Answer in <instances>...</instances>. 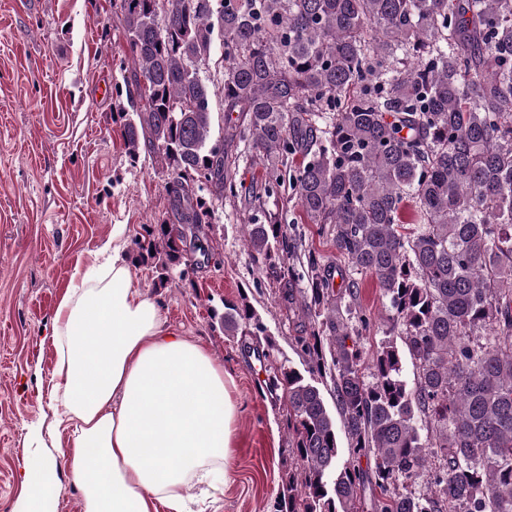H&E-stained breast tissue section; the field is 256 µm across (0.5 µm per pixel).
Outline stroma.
Instances as JSON below:
<instances>
[{
	"instance_id": "35a3bbf8",
	"label": "stroma",
	"mask_w": 512,
	"mask_h": 512,
	"mask_svg": "<svg viewBox=\"0 0 512 512\" xmlns=\"http://www.w3.org/2000/svg\"><path fill=\"white\" fill-rule=\"evenodd\" d=\"M112 0H0V512H16L25 452L53 454V411L44 393L53 373L51 320L76 270L123 225L130 251L143 224L168 212V176L156 159L130 164L113 114L127 104L131 69ZM113 91L93 104L98 79ZM245 200L225 202L201 227L207 253L193 252L187 279L153 285L131 267L133 285L153 298L168 327L223 364L240 413L221 512H273L288 458L281 406L260 387L254 354L225 335L213 312L248 298L275 336L274 360L298 361L295 340L310 323L287 310L243 241ZM283 226L322 264L344 261L318 225L288 206Z\"/></svg>"
}]
</instances>
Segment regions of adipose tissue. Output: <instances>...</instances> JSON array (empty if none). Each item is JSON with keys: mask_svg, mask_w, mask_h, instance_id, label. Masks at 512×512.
<instances>
[{"mask_svg": "<svg viewBox=\"0 0 512 512\" xmlns=\"http://www.w3.org/2000/svg\"><path fill=\"white\" fill-rule=\"evenodd\" d=\"M99 254L56 309L46 388L83 512H190L188 484L224 491L238 405L223 366L134 288L118 241ZM21 485L22 512H51L61 491L41 454L24 455Z\"/></svg>", "mask_w": 512, "mask_h": 512, "instance_id": "ef3b65f1", "label": "adipose tissue"}]
</instances>
